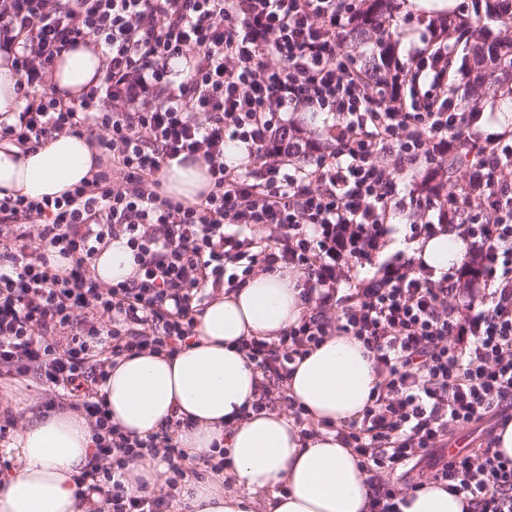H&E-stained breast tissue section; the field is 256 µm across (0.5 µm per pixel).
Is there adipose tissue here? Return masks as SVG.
<instances>
[{
    "label": "adipose tissue",
    "mask_w": 512,
    "mask_h": 512,
    "mask_svg": "<svg viewBox=\"0 0 512 512\" xmlns=\"http://www.w3.org/2000/svg\"><path fill=\"white\" fill-rule=\"evenodd\" d=\"M103 75L100 49L88 43L67 49L52 67L59 97L78 98ZM88 137L56 135L23 152L0 144V190L32 199L57 197L95 170ZM159 178L168 193L197 202L210 190L206 163L198 157L172 159ZM467 249L453 232L428 240L422 257L436 273L458 263ZM136 266L125 239L110 241L95 263L100 282L134 277ZM295 275L288 270L250 277L238 290L216 291L198 315L195 341L175 357L143 350L117 359L104 387L112 423L143 437L177 424L176 442L198 459L213 449L228 451V473L192 479L182 489L188 512H366L369 487L349 449L331 428L362 416L378 377L357 340L331 335L297 363L288 377L290 396L315 423H329L304 441L279 411L238 419L252 404L260 375L238 345L251 337L273 339L303 315ZM18 465L0 480V512H90L76 478L94 455L85 416L68 410L29 414L6 444ZM232 489H225V480Z\"/></svg>",
    "instance_id": "obj_1"
}]
</instances>
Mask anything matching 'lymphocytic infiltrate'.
I'll list each match as a JSON object with an SVG mask.
<instances>
[{"mask_svg":"<svg viewBox=\"0 0 512 512\" xmlns=\"http://www.w3.org/2000/svg\"><path fill=\"white\" fill-rule=\"evenodd\" d=\"M354 15L337 0H0V52L24 102L13 123L0 121V141L26 151L96 127L107 159L62 196L0 197V367L80 400L96 451L78 481L98 495L97 512H160L194 472L168 433L131 437L110 423L102 387L114 360L176 356L195 337L202 288L280 269L297 274L305 313L277 339L241 342L262 377L253 410L286 403L301 437L315 436L287 393L289 366L331 333L354 337L379 382L336 437L367 476V512H402L428 484L467 512H512L511 457L489 445L447 453L457 431L482 423L490 436L512 422V138L479 137L458 111L448 40L418 52L388 107L373 105V82L342 49ZM86 41L104 76L63 102L47 76ZM126 100L138 108L122 110ZM306 110L335 117L334 145L290 174L278 115ZM229 140L256 168L225 165ZM477 140L472 192L449 195L439 223L410 224L407 237L457 232L468 262L439 275L388 252L390 213L407 204L400 174L445 175ZM180 155L208 166L201 203L159 190L158 173ZM249 226L264 229L263 245L242 238ZM122 235L137 273L102 285L94 261ZM456 294L462 304H449ZM157 456L166 492L128 494L120 472Z\"/></svg>","mask_w":512,"mask_h":512,"instance_id":"f902f5d3","label":"lymphocytic infiltrate"}]
</instances>
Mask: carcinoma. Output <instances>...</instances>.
I'll use <instances>...</instances> for the list:
<instances>
[{"label": "carcinoma", "instance_id": "1", "mask_svg": "<svg viewBox=\"0 0 512 512\" xmlns=\"http://www.w3.org/2000/svg\"><path fill=\"white\" fill-rule=\"evenodd\" d=\"M397 5L398 0H359V11L352 25L354 43L374 45L376 57L364 67L386 91L395 85L405 69L395 56L394 34L385 29L386 19ZM503 24L512 27V0H471V10L463 18L447 13L428 19V27L436 36L446 33L475 41L472 59L463 65L473 75L461 103L463 112L478 114L499 93L512 96V35L493 33V27Z\"/></svg>", "mask_w": 512, "mask_h": 512}]
</instances>
